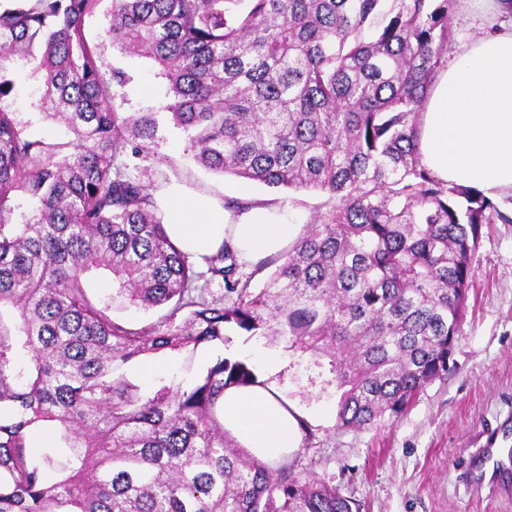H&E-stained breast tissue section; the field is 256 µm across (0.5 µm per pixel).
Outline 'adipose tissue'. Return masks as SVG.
Masks as SVG:
<instances>
[{
    "label": "adipose tissue",
    "instance_id": "adipose-tissue-1",
    "mask_svg": "<svg viewBox=\"0 0 512 512\" xmlns=\"http://www.w3.org/2000/svg\"><path fill=\"white\" fill-rule=\"evenodd\" d=\"M419 153L440 180L489 194L512 191V22L488 23L436 76L421 117ZM170 239L198 258L231 240L254 262L281 251L291 227L264 208L227 224L223 206L172 189L166 199ZM224 427L253 456L273 461L300 438L299 410L268 383L229 387L218 403Z\"/></svg>",
    "mask_w": 512,
    "mask_h": 512
}]
</instances>
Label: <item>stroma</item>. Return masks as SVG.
<instances>
[{
    "label": "stroma",
    "instance_id": "1",
    "mask_svg": "<svg viewBox=\"0 0 512 512\" xmlns=\"http://www.w3.org/2000/svg\"><path fill=\"white\" fill-rule=\"evenodd\" d=\"M481 0H455L450 10L451 51L479 35L474 13ZM103 11L86 21V36L98 44L104 69L130 77L125 111L157 109L165 82L151 60L121 54L105 34ZM129 172L149 185L156 199L179 184L202 198L236 199L265 207L300 234L323 210L325 197L310 190H278L196 165L181 136L166 133L152 150L130 161ZM472 285L448 372L423 388L407 411L359 431L336 426L339 393L328 362L280 350L277 368L263 360L262 338L236 333L226 346L202 345L195 352L142 355L119 365L144 395L161 387L184 390L217 359L249 363L275 383L302 412L300 446L288 459L295 472L313 476L360 504L361 512H512V497L471 492L461 479L467 456L488 430L512 424V223L483 225L471 256Z\"/></svg>",
    "mask_w": 512,
    "mask_h": 512
}]
</instances>
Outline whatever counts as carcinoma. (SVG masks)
<instances>
[{
    "mask_svg": "<svg viewBox=\"0 0 512 512\" xmlns=\"http://www.w3.org/2000/svg\"><path fill=\"white\" fill-rule=\"evenodd\" d=\"M102 0H0V512H360L333 487L240 448L216 412L224 388L260 383L224 357L189 390L151 397L116 372L231 333L326 358L337 427L398 416L448 372L484 224L512 223L483 192L437 179L421 113L447 66L452 0H111L112 47L152 60L163 112H126L86 19ZM26 111L63 125L33 131ZM202 167L327 197L263 287L229 242L201 257L205 296L149 187L120 158L155 146L161 118ZM160 310L114 322L87 294ZM56 425L63 446L35 453ZM87 288L92 298L108 300L112 297V274L106 270L93 271L87 279Z\"/></svg>",
    "mask_w": 512,
    "mask_h": 512,
    "instance_id": "cac0c4a2",
    "label": "carcinoma"
}]
</instances>
